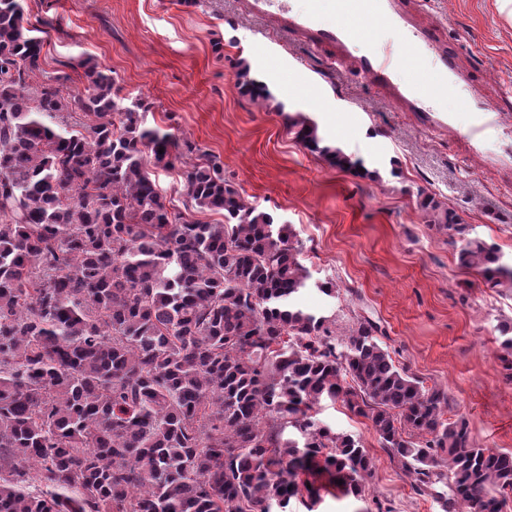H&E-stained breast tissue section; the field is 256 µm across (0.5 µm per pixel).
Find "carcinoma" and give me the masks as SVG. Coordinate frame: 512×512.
Here are the masks:
<instances>
[{
	"instance_id": "1",
	"label": "carcinoma",
	"mask_w": 512,
	"mask_h": 512,
	"mask_svg": "<svg viewBox=\"0 0 512 512\" xmlns=\"http://www.w3.org/2000/svg\"><path fill=\"white\" fill-rule=\"evenodd\" d=\"M37 32L25 0H0V512H287L320 461L360 498L373 459L314 419L327 399L367 418L442 512H503L512 453L445 417L448 390L396 363L370 319L339 340L298 307L310 273L289 227L219 163L193 165L184 210L169 206L148 158L172 167L195 146L146 127L108 70L80 61L81 92L67 73L32 86ZM235 68L241 93L272 99ZM285 119L330 164L362 168L313 120ZM419 206L461 269L512 290V257L431 196Z\"/></svg>"
}]
</instances>
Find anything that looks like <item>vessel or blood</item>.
Masks as SVG:
<instances>
[{"label": "vessel or blood", "instance_id": "b4317fda", "mask_svg": "<svg viewBox=\"0 0 512 512\" xmlns=\"http://www.w3.org/2000/svg\"><path fill=\"white\" fill-rule=\"evenodd\" d=\"M248 7L279 31L302 33L316 47L334 46L336 64L353 60L406 111L439 113L442 126L452 114L470 115L471 141H481L501 123L498 100L463 95L464 76L453 56L405 0H248Z\"/></svg>", "mask_w": 512, "mask_h": 512}]
</instances>
